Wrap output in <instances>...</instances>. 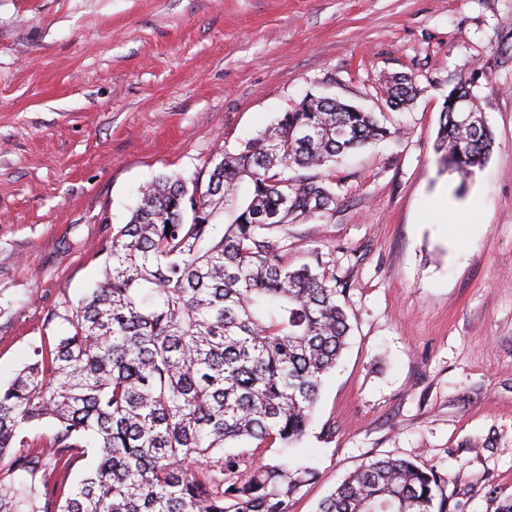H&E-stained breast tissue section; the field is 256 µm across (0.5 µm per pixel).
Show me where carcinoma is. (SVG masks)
I'll list each match as a JSON object with an SVG mask.
<instances>
[{
	"label": "carcinoma",
	"mask_w": 512,
	"mask_h": 512,
	"mask_svg": "<svg viewBox=\"0 0 512 512\" xmlns=\"http://www.w3.org/2000/svg\"><path fill=\"white\" fill-rule=\"evenodd\" d=\"M384 94L403 108L408 75ZM470 110L463 120L454 100ZM391 134L329 97L296 108L188 182L161 175L102 248V278L64 319L67 336L33 347L0 386V512H290L310 467L260 462L240 479L231 441L290 447L306 435L323 378L350 333L340 291L288 266L274 233L336 205L332 184L282 176L335 166ZM495 136L468 82L448 93L437 161L467 178ZM47 422L50 434L29 430ZM95 464L70 491L75 454ZM437 475L391 457L364 463L318 512H446Z\"/></svg>",
	"instance_id": "carcinoma-1"
}]
</instances>
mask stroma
I'll return each instance as SVG.
<instances>
[{
	"mask_svg": "<svg viewBox=\"0 0 512 512\" xmlns=\"http://www.w3.org/2000/svg\"><path fill=\"white\" fill-rule=\"evenodd\" d=\"M413 77L391 110L388 77ZM467 78L496 145L460 181L433 150ZM402 135L336 164V206L289 219L288 263L342 289L352 332L294 448L291 512L391 456L434 471L448 512L512 499V0H0V385L99 278L142 185L208 170L305 95Z\"/></svg>",
	"mask_w": 512,
	"mask_h": 512,
	"instance_id": "obj_1",
	"label": "stroma"
}]
</instances>
